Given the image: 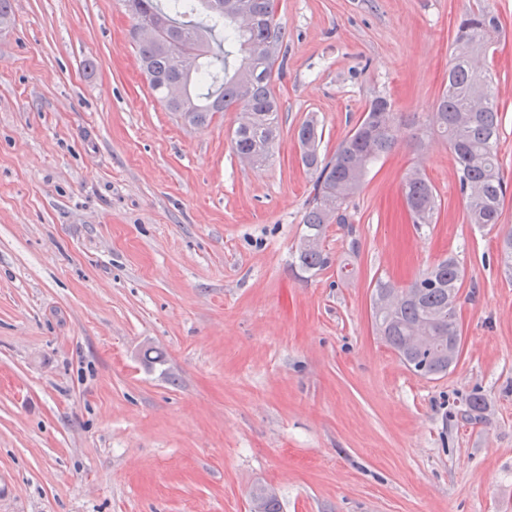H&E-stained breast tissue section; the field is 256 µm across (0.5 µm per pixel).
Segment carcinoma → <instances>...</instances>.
Returning <instances> with one entry per match:
<instances>
[{"mask_svg": "<svg viewBox=\"0 0 512 512\" xmlns=\"http://www.w3.org/2000/svg\"><path fill=\"white\" fill-rule=\"evenodd\" d=\"M134 30L162 16L169 23L166 37L138 40V60L149 87L168 111L188 124L207 123L215 112L239 113L232 149L249 164L270 162L279 145V103L275 76L283 72L288 53V31L277 18L276 0H224V10L214 0H123ZM501 31L497 13L481 3L461 17L448 67V86L431 113V125L449 144L457 164L461 194L467 201V220L480 227L500 221L507 192L497 152L501 115L485 67L491 45ZM197 58L193 71L179 65L182 53ZM170 81L186 87L183 100L165 96ZM400 127L393 104L377 95L365 106L356 127L328 156L319 151L323 130L311 118L298 129L301 162L315 174L313 195L304 213L303 238L313 243L297 248L299 266L321 271L332 258L321 238L327 225L345 224V210L363 184L375 161L396 146ZM402 194L412 223L432 224L438 198L430 181L418 168L409 169ZM462 285V271L450 255L428 268L407 288L379 280L373 293V318L382 339L414 373L433 378L448 372V344L461 335L452 308ZM440 337L432 346H414V333ZM255 512H280L272 491H252Z\"/></svg>", "mask_w": 512, "mask_h": 512, "instance_id": "1", "label": "carcinoma"}]
</instances>
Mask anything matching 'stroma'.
Here are the masks:
<instances>
[{"mask_svg": "<svg viewBox=\"0 0 512 512\" xmlns=\"http://www.w3.org/2000/svg\"><path fill=\"white\" fill-rule=\"evenodd\" d=\"M490 67L508 184L499 224L467 223L430 126L476 0H279L280 146L254 169L234 112L185 124L154 97L120 0H12L0 25V512H512V0ZM402 125L329 225L295 249L314 176L375 95ZM420 167L440 203L411 224ZM453 255L461 353L410 371L372 319ZM162 353L147 363L144 348ZM481 396L478 415L468 412Z\"/></svg>", "mask_w": 512, "mask_h": 512, "instance_id": "1", "label": "stroma"}]
</instances>
